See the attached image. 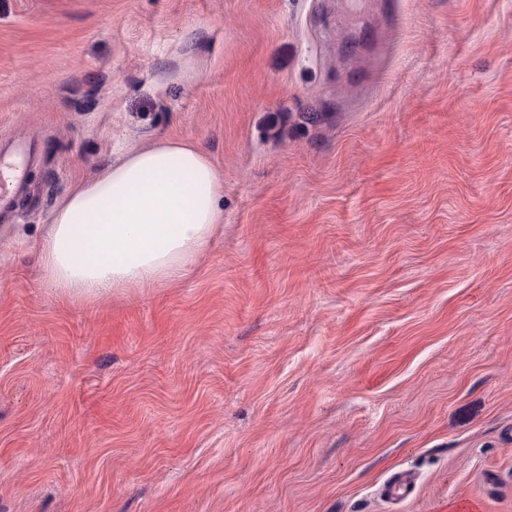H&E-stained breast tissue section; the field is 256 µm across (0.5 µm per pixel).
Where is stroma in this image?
Returning a JSON list of instances; mask_svg holds the SVG:
<instances>
[{
    "label": "stroma",
    "mask_w": 512,
    "mask_h": 512,
    "mask_svg": "<svg viewBox=\"0 0 512 512\" xmlns=\"http://www.w3.org/2000/svg\"><path fill=\"white\" fill-rule=\"evenodd\" d=\"M24 135L0 512H512V0H0ZM164 138L223 170V230L64 297L30 240Z\"/></svg>",
    "instance_id": "stroma-1"
}]
</instances>
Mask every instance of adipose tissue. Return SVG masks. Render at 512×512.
Instances as JSON below:
<instances>
[{
  "instance_id": "obj_1",
  "label": "adipose tissue",
  "mask_w": 512,
  "mask_h": 512,
  "mask_svg": "<svg viewBox=\"0 0 512 512\" xmlns=\"http://www.w3.org/2000/svg\"><path fill=\"white\" fill-rule=\"evenodd\" d=\"M223 197V172L193 143L131 148L69 192L34 249L69 298L172 281L222 224Z\"/></svg>"
}]
</instances>
